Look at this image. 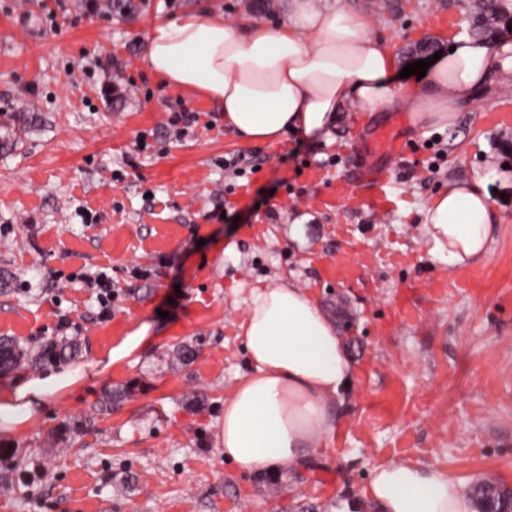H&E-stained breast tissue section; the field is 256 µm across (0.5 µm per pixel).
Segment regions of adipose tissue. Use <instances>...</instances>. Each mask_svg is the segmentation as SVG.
Masks as SVG:
<instances>
[{
  "label": "adipose tissue",
  "mask_w": 512,
  "mask_h": 512,
  "mask_svg": "<svg viewBox=\"0 0 512 512\" xmlns=\"http://www.w3.org/2000/svg\"><path fill=\"white\" fill-rule=\"evenodd\" d=\"M370 29L359 11L311 0H294L291 17L274 29L194 12L158 25L145 60L164 83L214 98L225 127L248 143L290 131L324 136L349 101L368 112L407 101L419 128L445 129L476 88L512 69V44L459 36L420 82L397 88V60ZM493 224L482 180L452 181L431 200L422 230L430 254L468 266L487 255ZM238 336L251 371L217 420L225 462L244 473L305 465L331 444L336 402L356 375L334 324L306 289L273 280L250 289ZM84 379L75 369L1 387L0 421L23 428L42 401ZM363 497L381 512H474L460 481L411 460L375 466Z\"/></svg>",
  "instance_id": "1"
}]
</instances>
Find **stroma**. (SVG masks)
Returning <instances> with one entry per match:
<instances>
[{
    "instance_id": "35a3bbf8",
    "label": "stroma",
    "mask_w": 512,
    "mask_h": 512,
    "mask_svg": "<svg viewBox=\"0 0 512 512\" xmlns=\"http://www.w3.org/2000/svg\"><path fill=\"white\" fill-rule=\"evenodd\" d=\"M258 2L78 17L72 0H0V336L35 352L68 315L87 375L26 430L0 424V512H348L374 465L402 459L512 489V70L443 131L406 103L348 102L328 136L245 143L214 99L158 80L145 46L195 10L270 27L291 14L293 0ZM469 2L313 0L368 14L402 67L468 33ZM181 106L200 120L178 140ZM231 157L243 176L225 175ZM477 174L495 232L480 264L454 268L429 254L423 210ZM100 271L105 316L82 285ZM274 276L317 300L357 377L309 466L242 473L216 422L247 371L244 291Z\"/></svg>"
}]
</instances>
